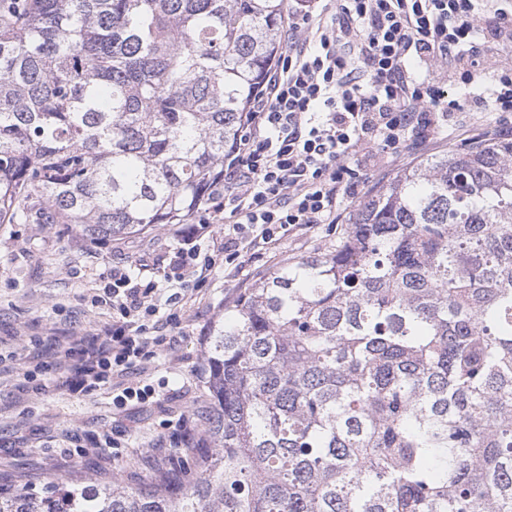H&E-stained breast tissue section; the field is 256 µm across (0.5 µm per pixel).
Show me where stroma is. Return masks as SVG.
<instances>
[{"label": "stroma", "mask_w": 512, "mask_h": 512, "mask_svg": "<svg viewBox=\"0 0 512 512\" xmlns=\"http://www.w3.org/2000/svg\"><path fill=\"white\" fill-rule=\"evenodd\" d=\"M511 129L512 112L451 114L446 135L426 136L398 162L379 156L360 197L403 169ZM359 199L343 200L335 223L293 231L273 247L248 246L237 269L225 268L224 227L212 225L196 242L197 251L213 259L212 268L203 275L188 268L174 286L164 282L162 269L182 242L169 229L98 243L76 225L35 216L0 224V477L26 471L44 483L77 473L135 487L166 472L185 453L182 435L200 432L201 415L211 406L203 370L211 323L275 268L335 244ZM116 266L157 281V318L174 311L181 316L166 345L132 374L160 387L159 400L120 408L112 403L111 385L76 394L51 372L44 376L48 391L37 392L24 375L30 364L52 360L66 337L111 331L112 304L101 300L100 284Z\"/></svg>", "instance_id": "1"}]
</instances>
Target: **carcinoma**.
<instances>
[{"mask_svg": "<svg viewBox=\"0 0 512 512\" xmlns=\"http://www.w3.org/2000/svg\"><path fill=\"white\" fill-rule=\"evenodd\" d=\"M286 0H0V224H186ZM186 479L0 481V512H512V140L401 171L205 339Z\"/></svg>", "mask_w": 512, "mask_h": 512, "instance_id": "carcinoma-1", "label": "carcinoma"}]
</instances>
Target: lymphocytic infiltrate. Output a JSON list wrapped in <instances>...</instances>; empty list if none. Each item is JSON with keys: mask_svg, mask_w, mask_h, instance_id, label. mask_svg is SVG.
<instances>
[{"mask_svg": "<svg viewBox=\"0 0 512 512\" xmlns=\"http://www.w3.org/2000/svg\"><path fill=\"white\" fill-rule=\"evenodd\" d=\"M286 49L265 80L207 203L179 228L164 277L181 280L197 255L190 244L224 227V263L245 242L272 244L309 224L335 221L340 197H355L379 154L404 156L415 139L441 131L440 116L470 109L512 112V47L506 0H291ZM464 87L463 98L450 93ZM112 330L62 348L55 372L69 388L116 382L113 404L158 400L127 376L167 342L179 314L154 321L155 283L113 268L104 287Z\"/></svg>", "mask_w": 512, "mask_h": 512, "instance_id": "obj_1", "label": "lymphocytic infiltrate"}]
</instances>
